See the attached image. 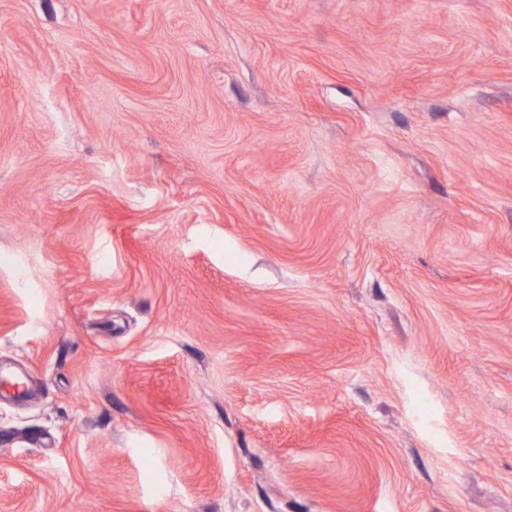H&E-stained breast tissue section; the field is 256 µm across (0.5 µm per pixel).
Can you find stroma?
<instances>
[{"mask_svg": "<svg viewBox=\"0 0 512 512\" xmlns=\"http://www.w3.org/2000/svg\"><path fill=\"white\" fill-rule=\"evenodd\" d=\"M0 512H512V0H0Z\"/></svg>", "mask_w": 512, "mask_h": 512, "instance_id": "obj_1", "label": "stroma"}]
</instances>
